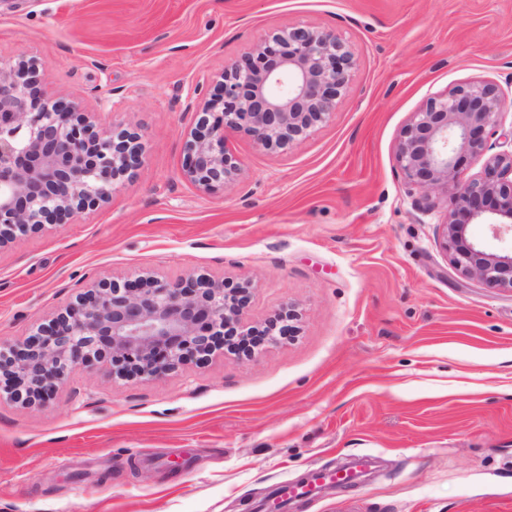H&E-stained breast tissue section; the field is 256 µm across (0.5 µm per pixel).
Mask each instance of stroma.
I'll return each mask as SVG.
<instances>
[{
	"label": "stroma",
	"mask_w": 512,
	"mask_h": 512,
	"mask_svg": "<svg viewBox=\"0 0 512 512\" xmlns=\"http://www.w3.org/2000/svg\"><path fill=\"white\" fill-rule=\"evenodd\" d=\"M289 26L335 30L352 80L283 150L232 132L244 163L205 192L185 143L225 64ZM34 57L57 98L139 135L110 201L0 249V344L91 281L245 288L275 342L144 380L90 364L50 404L0 398V512H272L282 483L368 455L291 512H512V293L440 247L451 207L407 192L396 147L457 85L512 87V0H0V61Z\"/></svg>",
	"instance_id": "35a3bbf8"
}]
</instances>
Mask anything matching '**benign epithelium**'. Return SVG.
I'll use <instances>...</instances> for the list:
<instances>
[{
  "label": "benign epithelium",
  "instance_id": "benign-epithelium-1",
  "mask_svg": "<svg viewBox=\"0 0 512 512\" xmlns=\"http://www.w3.org/2000/svg\"><path fill=\"white\" fill-rule=\"evenodd\" d=\"M354 54L326 28L288 27L256 44L242 62L224 66L222 92L205 102L186 141L185 177L209 191L235 182L242 164L225 148L243 129L258 146L284 149L328 122L348 88ZM39 63H0V248L47 225L65 224L107 202L115 182L138 167L135 133L99 129L82 112L39 87ZM512 112V92L487 82L458 85L429 98L403 130L396 159L408 190L451 196L437 225L449 261L465 278L512 291V246L492 249L467 239L469 223L493 237L512 236V150L487 155L486 129ZM464 155L485 158L468 176ZM224 281L191 276L146 285L91 283L76 303L38 327L20 348L0 349V380L12 399L52 402L74 368L92 361L157 378L215 351L231 328L253 335L242 292Z\"/></svg>",
  "mask_w": 512,
  "mask_h": 512
}]
</instances>
